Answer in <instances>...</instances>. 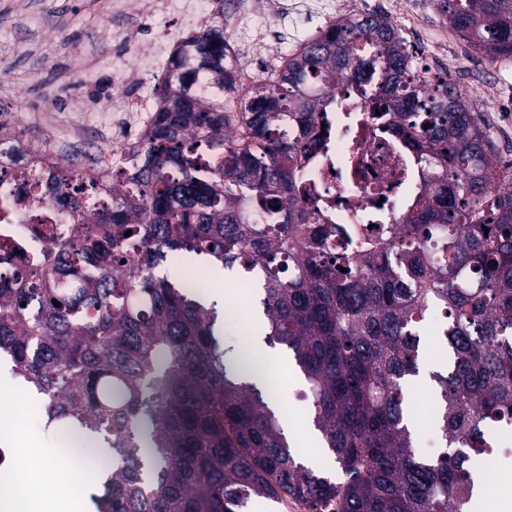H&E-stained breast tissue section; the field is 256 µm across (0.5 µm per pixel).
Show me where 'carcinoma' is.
I'll use <instances>...</instances> for the list:
<instances>
[{
  "label": "carcinoma",
  "instance_id": "cac0c4a2",
  "mask_svg": "<svg viewBox=\"0 0 512 512\" xmlns=\"http://www.w3.org/2000/svg\"><path fill=\"white\" fill-rule=\"evenodd\" d=\"M433 2L484 56L512 59V0ZM224 47L222 9L175 47L152 128L90 225H37L39 260L3 249L0 355L45 396L46 426L103 452L99 512H235L253 496L308 512H475L473 458L512 439V162L459 85L417 74L382 18L343 17L288 58L243 103V137L224 111ZM203 74L220 92L198 96ZM348 78L427 167L401 222L376 225L355 254L297 205L326 146L314 115ZM182 252L256 275L264 336L293 354L336 479L290 445L276 389L259 391L243 357L227 368L218 312L156 273ZM433 312L448 363L431 375L429 421L445 450L428 456L404 387Z\"/></svg>",
  "mask_w": 512,
  "mask_h": 512
}]
</instances>
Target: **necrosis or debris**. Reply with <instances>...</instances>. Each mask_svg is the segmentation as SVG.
<instances>
[{"label":"necrosis or debris","mask_w":512,"mask_h":512,"mask_svg":"<svg viewBox=\"0 0 512 512\" xmlns=\"http://www.w3.org/2000/svg\"><path fill=\"white\" fill-rule=\"evenodd\" d=\"M344 7L343 0H281L273 22L298 47L303 40L297 19L332 16ZM331 95L334 106L315 115L328 134V146L309 165L305 191L297 203L318 206L325 219L343 226L345 244L356 247L368 237V226L377 217L398 223L421 188L422 165L401 138L380 122L361 121L370 102L358 87L344 80ZM25 125V118L17 113L0 116V166L8 171L0 180V244H16L37 254L44 241L34 230L36 217L49 218L64 230L89 224L102 192L88 191L73 209L52 204L47 185L67 173L62 150L80 148L82 123L74 115H65L62 124L47 129L42 144L34 148L23 138Z\"/></svg>","instance_id":"obj_1"}]
</instances>
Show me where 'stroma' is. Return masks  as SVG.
Returning <instances> with one entry per match:
<instances>
[{
	"instance_id": "obj_1",
	"label": "stroma",
	"mask_w": 512,
	"mask_h": 512,
	"mask_svg": "<svg viewBox=\"0 0 512 512\" xmlns=\"http://www.w3.org/2000/svg\"><path fill=\"white\" fill-rule=\"evenodd\" d=\"M114 0H0V113L27 112L53 114L87 112L96 104L122 108L141 102L149 93L152 80L136 71L122 84H115L111 70L105 68L108 57H137L152 41L180 27L178 19L161 22L137 21L135 17L113 11ZM416 14L426 21L425 27L404 20L400 30L414 51L416 67L432 78L451 76L470 96L476 112L489 129L505 161H512V62L501 61L490 66L478 50L450 33L433 0H411ZM135 27L134 42H116L112 31ZM97 72L94 84H85L82 71ZM261 318L258 287L237 291L234 306L227 308L224 320V345L228 361H235V349L242 337V328ZM422 357L419 374L406 386L409 404L422 410V398L431 394L426 380L429 369L446 362L445 345L434 336H422ZM269 357L282 363V402L286 409L302 411L303 416L289 439L304 461L314 469L335 474L333 457L325 451L314 428L304 413V379L287 350L269 349ZM0 388L16 397L21 408L25 437L36 442L40 451L49 454L54 463H61L57 450L60 428H45L40 398L23 389L10 371L9 364L0 365Z\"/></svg>"
}]
</instances>
